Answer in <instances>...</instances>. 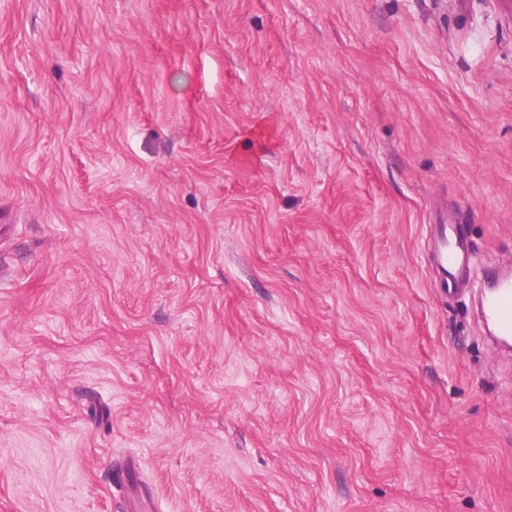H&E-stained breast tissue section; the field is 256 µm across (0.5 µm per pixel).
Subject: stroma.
Segmentation results:
<instances>
[{
    "mask_svg": "<svg viewBox=\"0 0 512 512\" xmlns=\"http://www.w3.org/2000/svg\"><path fill=\"white\" fill-rule=\"evenodd\" d=\"M512 0H0V512H512ZM429 242L435 258L433 288L444 295H455L470 285L473 249L456 224H431ZM476 277L485 283V294L481 300L483 321L492 327L495 340L509 349L512 341V276L500 268L480 267Z\"/></svg>",
    "mask_w": 512,
    "mask_h": 512,
    "instance_id": "35a3bbf8",
    "label": "stroma"
}]
</instances>
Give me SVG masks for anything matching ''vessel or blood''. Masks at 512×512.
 Instances as JSON below:
<instances>
[{
    "mask_svg": "<svg viewBox=\"0 0 512 512\" xmlns=\"http://www.w3.org/2000/svg\"><path fill=\"white\" fill-rule=\"evenodd\" d=\"M429 242L435 258L433 287L451 296L465 290L471 279L483 281L482 319L499 344H512V275L498 268H474L471 243L456 225H432Z\"/></svg>",
    "mask_w": 512,
    "mask_h": 512,
    "instance_id": "1",
    "label": "vessel or blood"
}]
</instances>
